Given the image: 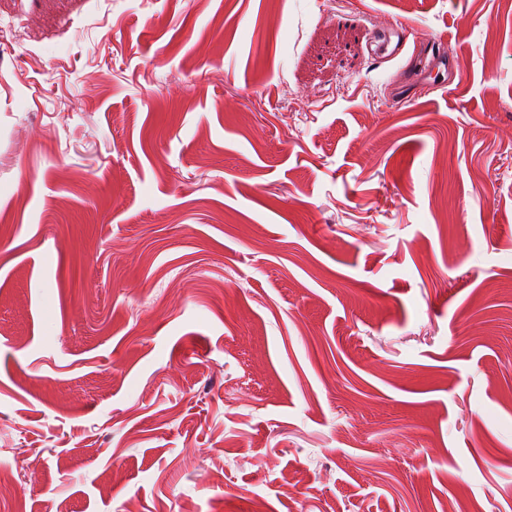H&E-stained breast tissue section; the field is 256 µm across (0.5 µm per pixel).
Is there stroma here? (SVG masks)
Segmentation results:
<instances>
[{"label": "stroma", "instance_id": "35a3bbf8", "mask_svg": "<svg viewBox=\"0 0 512 512\" xmlns=\"http://www.w3.org/2000/svg\"><path fill=\"white\" fill-rule=\"evenodd\" d=\"M0 473L512 512V0H0Z\"/></svg>", "mask_w": 512, "mask_h": 512}]
</instances>
